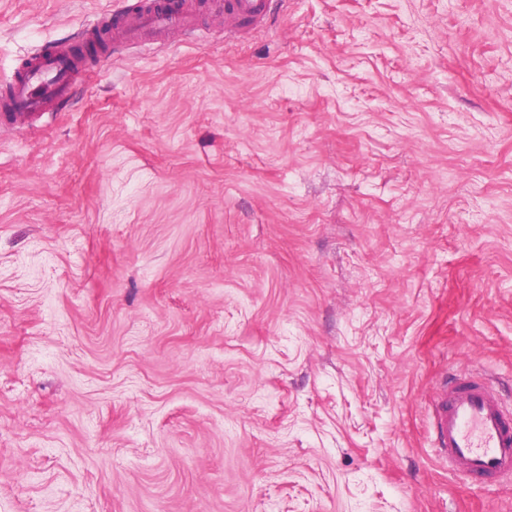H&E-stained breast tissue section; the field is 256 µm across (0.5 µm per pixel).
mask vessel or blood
<instances>
[{
  "label": "vessel or blood",
  "mask_w": 512,
  "mask_h": 512,
  "mask_svg": "<svg viewBox=\"0 0 512 512\" xmlns=\"http://www.w3.org/2000/svg\"><path fill=\"white\" fill-rule=\"evenodd\" d=\"M273 0H224V16L234 28L268 22ZM185 11L146 0L131 36L142 42L191 26ZM80 71L62 44H47L27 58L11 87L8 109L24 116L53 112L68 98ZM435 448L449 467L479 481L512 475V411L487 379L456 374L432 399Z\"/></svg>",
  "instance_id": "1"
}]
</instances>
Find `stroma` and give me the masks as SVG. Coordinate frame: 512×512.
Wrapping results in <instances>:
<instances>
[{"label":"stroma","mask_w":512,"mask_h":512,"mask_svg":"<svg viewBox=\"0 0 512 512\" xmlns=\"http://www.w3.org/2000/svg\"><path fill=\"white\" fill-rule=\"evenodd\" d=\"M137 0H0V91ZM0 116V512H512L429 398L512 403V0H283Z\"/></svg>","instance_id":"35a3bbf8"}]
</instances>
